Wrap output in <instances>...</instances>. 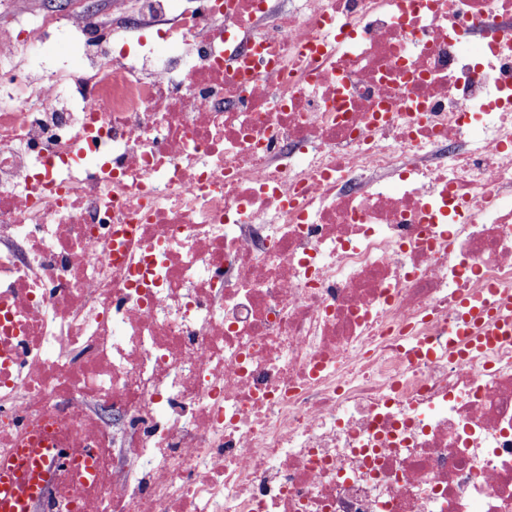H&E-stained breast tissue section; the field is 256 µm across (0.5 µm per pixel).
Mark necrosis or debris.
<instances>
[{"label":"necrosis or debris","instance_id":"4bbe7bcc","mask_svg":"<svg viewBox=\"0 0 512 512\" xmlns=\"http://www.w3.org/2000/svg\"><path fill=\"white\" fill-rule=\"evenodd\" d=\"M0 19V458L72 512H512V0ZM124 412L128 472L90 407ZM463 305L468 309L465 315L466 327L458 331L457 337L468 339V349L491 348L502 338L511 336L512 301L486 300L481 307H470L468 302H464ZM485 315H495L494 321L484 322Z\"/></svg>","mask_w":512,"mask_h":512}]
</instances>
